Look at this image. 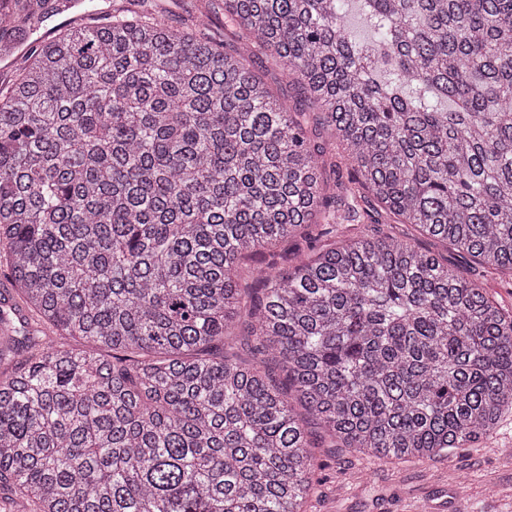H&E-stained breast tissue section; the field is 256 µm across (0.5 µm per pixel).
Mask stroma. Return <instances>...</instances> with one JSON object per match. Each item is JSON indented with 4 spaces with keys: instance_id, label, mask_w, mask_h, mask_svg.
I'll return each instance as SVG.
<instances>
[{
    "instance_id": "stroma-1",
    "label": "stroma",
    "mask_w": 512,
    "mask_h": 512,
    "mask_svg": "<svg viewBox=\"0 0 512 512\" xmlns=\"http://www.w3.org/2000/svg\"><path fill=\"white\" fill-rule=\"evenodd\" d=\"M420 243L512 312L511 281L433 239ZM322 459L306 512H512V412L480 450L443 461L378 462L343 448L323 449Z\"/></svg>"
}]
</instances>
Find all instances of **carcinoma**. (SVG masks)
Instances as JSON below:
<instances>
[{
	"label": "carcinoma",
	"mask_w": 512,
	"mask_h": 512,
	"mask_svg": "<svg viewBox=\"0 0 512 512\" xmlns=\"http://www.w3.org/2000/svg\"><path fill=\"white\" fill-rule=\"evenodd\" d=\"M202 2L177 27L117 0L0 92V261L36 318L0 308L22 512H304L314 428L428 463L512 409V314L372 230L384 213L512 278V0ZM5 9V57L59 11Z\"/></svg>",
	"instance_id": "1"
}]
</instances>
